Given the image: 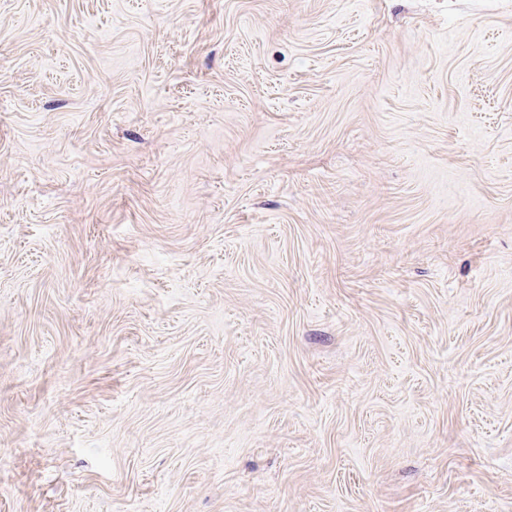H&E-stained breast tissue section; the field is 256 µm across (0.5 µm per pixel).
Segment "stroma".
I'll use <instances>...</instances> for the list:
<instances>
[{
    "instance_id": "obj_1",
    "label": "stroma",
    "mask_w": 512,
    "mask_h": 512,
    "mask_svg": "<svg viewBox=\"0 0 512 512\" xmlns=\"http://www.w3.org/2000/svg\"><path fill=\"white\" fill-rule=\"evenodd\" d=\"M0 512H512V0H0Z\"/></svg>"
}]
</instances>
